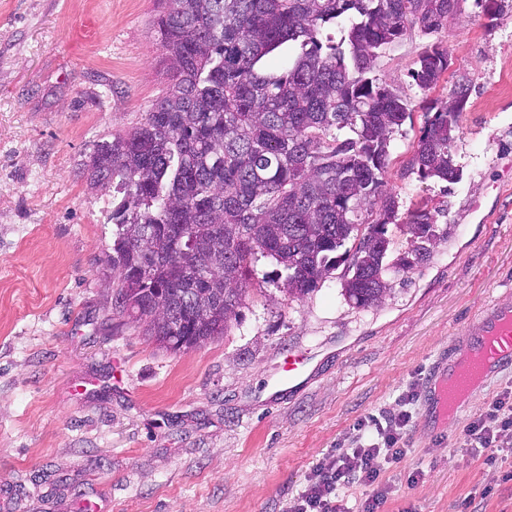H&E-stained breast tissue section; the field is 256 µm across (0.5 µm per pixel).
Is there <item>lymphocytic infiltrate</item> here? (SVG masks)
<instances>
[{
  "mask_svg": "<svg viewBox=\"0 0 512 512\" xmlns=\"http://www.w3.org/2000/svg\"><path fill=\"white\" fill-rule=\"evenodd\" d=\"M411 419L410 412L398 410L361 421L351 447L332 449L317 460L306 484L289 498L286 512H383L389 490L379 484L382 465L404 456L401 440ZM467 436L469 447L488 449V463L496 464L497 450L512 447V395L497 398L471 423ZM356 483L371 492L351 505L344 493Z\"/></svg>",
  "mask_w": 512,
  "mask_h": 512,
  "instance_id": "obj_1",
  "label": "lymphocytic infiltrate"
}]
</instances>
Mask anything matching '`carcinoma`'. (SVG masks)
Returning a JSON list of instances; mask_svg holds the SVG:
<instances>
[{"mask_svg": "<svg viewBox=\"0 0 512 512\" xmlns=\"http://www.w3.org/2000/svg\"><path fill=\"white\" fill-rule=\"evenodd\" d=\"M159 2L152 28L168 85L139 126L96 144L83 167L112 193L103 262L112 313L167 351L213 341L239 318L261 257L282 268L290 296L315 291L344 264L349 301L380 303L399 209L383 176L410 110L378 77V62L408 29L438 33L461 0ZM450 58L430 41L410 77L430 91ZM453 94L455 108L423 106L405 175L458 180L448 153L469 84ZM344 129L353 136L339 138ZM405 224L427 253L430 213L411 210ZM157 288L164 309L153 305Z\"/></svg>", "mask_w": 512, "mask_h": 512, "instance_id": "cac0c4a2", "label": "carcinoma"}]
</instances>
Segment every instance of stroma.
<instances>
[{"label":"stroma","instance_id":"stroma-1","mask_svg":"<svg viewBox=\"0 0 512 512\" xmlns=\"http://www.w3.org/2000/svg\"><path fill=\"white\" fill-rule=\"evenodd\" d=\"M155 0H0V512H285L322 453L357 423L409 403L406 456L385 465L384 512H512V461L466 452L467 428L512 390V367L477 385L464 415L436 426L425 395L479 317L512 303V14L472 6L438 34L452 65L424 92L408 71L411 31L378 75L412 116L391 141L384 180L400 213L434 218L417 261L389 225L380 306L344 296L340 273L288 297L269 258L240 319L204 347L166 352L113 315L100 284L111 195L80 173L101 140L138 125L168 83L150 25ZM471 93L450 184L402 174L421 104L459 80ZM291 353L311 367L275 380ZM425 477L415 486L414 468Z\"/></svg>","mask_w":512,"mask_h":512}]
</instances>
